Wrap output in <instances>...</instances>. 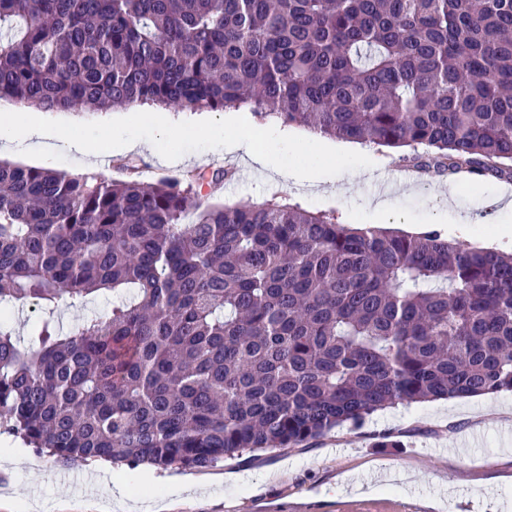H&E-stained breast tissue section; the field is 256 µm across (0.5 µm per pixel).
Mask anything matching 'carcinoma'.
<instances>
[{
	"label": "carcinoma",
	"mask_w": 512,
	"mask_h": 512,
	"mask_svg": "<svg viewBox=\"0 0 512 512\" xmlns=\"http://www.w3.org/2000/svg\"><path fill=\"white\" fill-rule=\"evenodd\" d=\"M0 99L248 110L257 128L512 163V0H0ZM233 176L0 162V434L57 462L202 468L395 405L512 393V251L354 228ZM112 295L68 329L59 303ZM11 311L12 315L9 319L11 326L15 329V332L20 335L21 339L26 340L33 324L40 316V311L31 305H25L23 310L18 306H7Z\"/></svg>",
	"instance_id": "1"
}]
</instances>
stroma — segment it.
<instances>
[{
	"label": "stroma",
	"mask_w": 512,
	"mask_h": 512,
	"mask_svg": "<svg viewBox=\"0 0 512 512\" xmlns=\"http://www.w3.org/2000/svg\"><path fill=\"white\" fill-rule=\"evenodd\" d=\"M125 110L98 113L45 112L48 123H69L73 135L86 136L115 122ZM184 158L169 162L136 155L137 176L153 182L173 174L232 166L235 174L214 192L212 201L234 205L259 203L274 189L271 171L245 153H225L210 139L182 142ZM377 172L395 173L404 188L388 191L393 210L415 219L411 232L430 224L447 195L469 211V224L443 220L449 239L463 245L512 250V237L495 239L502 221L489 199L512 178L486 176L453 183H409L403 149L373 147ZM0 160L72 176H122L125 156L87 157L59 142L53 153H35L25 144L0 143ZM323 165L334 184L324 192L305 182L280 188L291 202L310 211L335 210L357 227L378 225L372 212L377 193L372 176L338 159ZM31 467L13 469L0 462V512H26L41 496L48 512H97L98 492L90 488L91 464L53 461L28 449ZM154 483L205 479L207 492L182 495L167 512H512V394L495 393L464 400H440L379 410L358 426L345 424L295 448L259 451L196 469L151 468Z\"/></svg>",
	"instance_id": "1"
}]
</instances>
